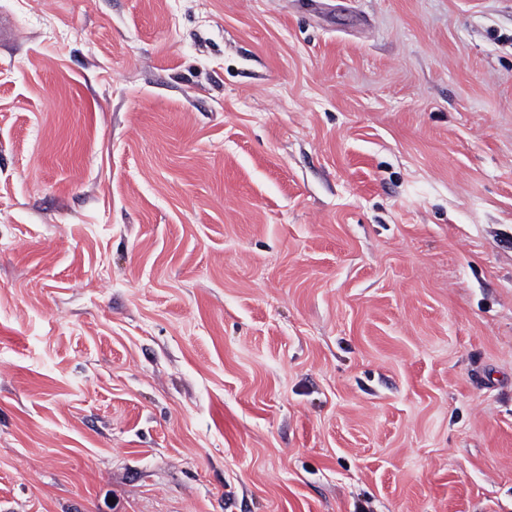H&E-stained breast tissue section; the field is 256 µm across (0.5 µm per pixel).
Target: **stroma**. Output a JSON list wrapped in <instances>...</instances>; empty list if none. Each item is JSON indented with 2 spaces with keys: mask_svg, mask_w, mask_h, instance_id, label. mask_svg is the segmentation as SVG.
Listing matches in <instances>:
<instances>
[{
  "mask_svg": "<svg viewBox=\"0 0 512 512\" xmlns=\"http://www.w3.org/2000/svg\"><path fill=\"white\" fill-rule=\"evenodd\" d=\"M0 19V512H512V0Z\"/></svg>",
  "mask_w": 512,
  "mask_h": 512,
  "instance_id": "stroma-1",
  "label": "stroma"
}]
</instances>
